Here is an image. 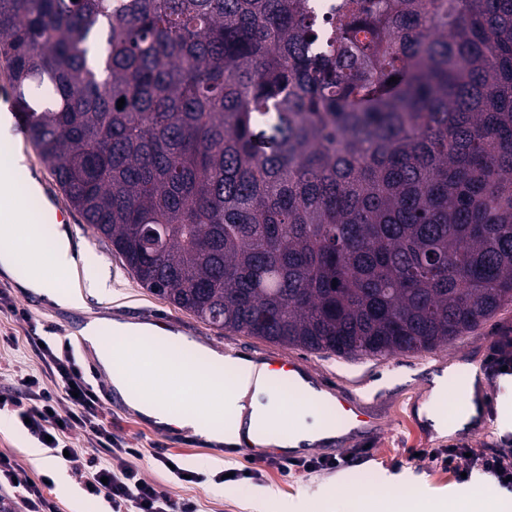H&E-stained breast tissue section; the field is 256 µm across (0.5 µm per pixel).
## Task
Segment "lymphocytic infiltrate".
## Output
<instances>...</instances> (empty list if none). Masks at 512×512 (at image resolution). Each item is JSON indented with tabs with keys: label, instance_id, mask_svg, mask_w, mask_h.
Returning a JSON list of instances; mask_svg holds the SVG:
<instances>
[{
	"label": "lymphocytic infiltrate",
	"instance_id": "1",
	"mask_svg": "<svg viewBox=\"0 0 512 512\" xmlns=\"http://www.w3.org/2000/svg\"><path fill=\"white\" fill-rule=\"evenodd\" d=\"M41 375L19 380L14 392L0 396V406L17 412L27 422V431L37 439H49L50 449L67 453L77 471L91 470L85 484L94 497H104L112 512H199L195 501L172 500L148 482L135 466L141 451L126 447L116 439L102 409L100 391L88 379L85 368L77 361L70 346L55 349L41 347ZM81 430L94 455L87 456L72 448L69 435ZM442 466L453 474L478 469L497 483L512 490V450L465 456L463 449L445 448L440 452ZM20 467L10 456L0 454V487L11 485L14 495H0V512H12L22 503L25 512H55V505L45 494L48 479L33 481L20 478Z\"/></svg>",
	"mask_w": 512,
	"mask_h": 512
}]
</instances>
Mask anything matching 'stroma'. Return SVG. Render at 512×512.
Listing matches in <instances>:
<instances>
[{"label": "stroma", "mask_w": 512, "mask_h": 512, "mask_svg": "<svg viewBox=\"0 0 512 512\" xmlns=\"http://www.w3.org/2000/svg\"><path fill=\"white\" fill-rule=\"evenodd\" d=\"M69 227L75 244L86 248L88 273L106 278L109 291L103 295L86 294L79 308H59L39 295L22 291L13 280L0 275V289L7 290L14 305L13 310L0 311V394L14 389L17 372H38L40 360L29 344L30 337H41L52 345L71 343L77 360L87 365L95 356L80 343L78 332L89 320H161L169 330L224 355L260 360L273 353L289 354L305 363L328 389L361 401L380 420L374 433L351 432L339 437L344 461L336 469L288 476L267 469L257 476L228 481L225 471L242 468L245 462L236 447L210 443L172 427L163 429L128 407L106 404L113 435L128 447L141 449L137 462L140 471L172 499H194L200 512H280L283 500L327 489L333 494V512H344L348 502L355 499L376 502L389 475L402 479L393 492L400 502L423 492L454 497L494 490V483L481 471L459 479L442 469L438 461L417 456L416 451L456 445L481 453L512 448V376L486 371L494 347L512 340V304L452 345L427 354L345 359L309 353L208 327L143 288L78 212H71ZM473 367L481 370L482 384L490 389L480 409L484 423L439 435L421 413L432 381L448 370L465 374ZM38 445V440L15 417H8L6 424L0 426V453L15 456L23 474L30 478L52 477L54 484L47 496L57 504L59 512H110L103 499L85 493L87 472L73 471L70 463L53 456L48 449L43 452V460L34 459L29 451ZM159 452L174 455L184 469L201 474L202 482L178 480L156 461Z\"/></svg>", "instance_id": "35a3bbf8"}]
</instances>
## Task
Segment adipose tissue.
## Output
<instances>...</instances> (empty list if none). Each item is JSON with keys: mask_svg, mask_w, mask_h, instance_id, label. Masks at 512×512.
Wrapping results in <instances>:
<instances>
[{"mask_svg": "<svg viewBox=\"0 0 512 512\" xmlns=\"http://www.w3.org/2000/svg\"><path fill=\"white\" fill-rule=\"evenodd\" d=\"M0 273L59 307H76L87 290H106L105 280L81 278L69 229L56 227L44 245L39 226L0 224ZM154 326L95 319L82 330L113 387L155 424L177 426L206 441L233 444L257 434L259 422L276 425L290 416L292 433L257 435L258 444L299 449L332 437L319 410L289 413L264 365L218 355L178 333L163 336L164 348H142ZM404 512H496L488 494L465 503L440 496L412 497Z\"/></svg>", "mask_w": 512, "mask_h": 512, "instance_id": "adipose-tissue-1", "label": "adipose tissue"}]
</instances>
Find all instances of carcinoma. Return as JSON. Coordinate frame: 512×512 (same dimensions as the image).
<instances>
[{
	"label": "carcinoma",
	"mask_w": 512,
	"mask_h": 512,
	"mask_svg": "<svg viewBox=\"0 0 512 512\" xmlns=\"http://www.w3.org/2000/svg\"><path fill=\"white\" fill-rule=\"evenodd\" d=\"M113 2L0 0V59L143 287L345 357L434 351L512 301V0Z\"/></svg>",
	"instance_id": "carcinoma-1"
}]
</instances>
